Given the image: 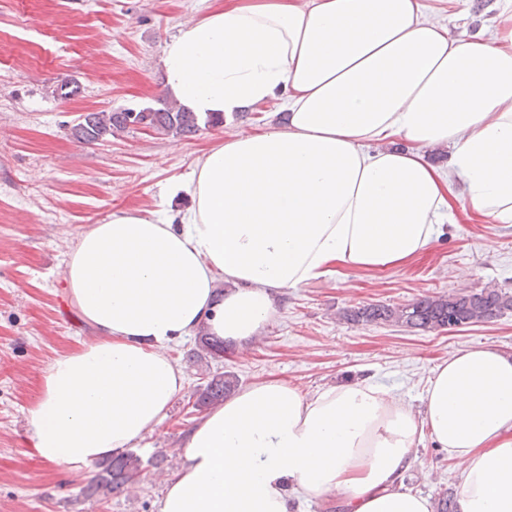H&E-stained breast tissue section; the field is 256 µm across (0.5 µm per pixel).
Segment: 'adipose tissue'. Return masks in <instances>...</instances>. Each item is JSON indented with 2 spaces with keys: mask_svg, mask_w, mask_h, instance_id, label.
Masks as SVG:
<instances>
[{
  "mask_svg": "<svg viewBox=\"0 0 512 512\" xmlns=\"http://www.w3.org/2000/svg\"><path fill=\"white\" fill-rule=\"evenodd\" d=\"M498 2L491 27L465 34L428 0H234L166 42L165 85L188 111L278 99L287 118L198 158L168 188L186 211L77 233L64 279L98 335L52 360L27 412L43 463L88 468L162 424L185 386L177 339L248 342L280 290L337 264H407L457 199L512 224V0ZM437 147L447 169L424 158ZM421 403L365 381L309 396L248 385L186 432L159 512H291L292 495L337 492L345 512H433L403 484L427 440L464 464L459 512H512V354L450 356Z\"/></svg>",
  "mask_w": 512,
  "mask_h": 512,
  "instance_id": "obj_1",
  "label": "adipose tissue"
}]
</instances>
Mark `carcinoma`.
<instances>
[{"label":"carcinoma","instance_id":"cac0c4a2","mask_svg":"<svg viewBox=\"0 0 512 512\" xmlns=\"http://www.w3.org/2000/svg\"><path fill=\"white\" fill-rule=\"evenodd\" d=\"M224 120L208 116L199 120L166 99L158 106H147L139 110L125 109L120 112H89L76 125V136L86 142L103 140L131 126L146 125L156 132L176 135H192L203 128H214ZM512 309V296L496 288H483L476 293H455L420 299L405 306L393 307L385 304H370L350 309L344 318L352 322L392 323L419 331L445 328L451 321L469 324L476 320L490 321ZM238 379L231 373L213 376L199 393L195 406L207 408L224 401V397L236 388ZM142 461L133 452L120 453L101 464L100 470L91 480V487L98 500L103 501L136 486L131 476L142 472Z\"/></svg>","mask_w":512,"mask_h":512}]
</instances>
